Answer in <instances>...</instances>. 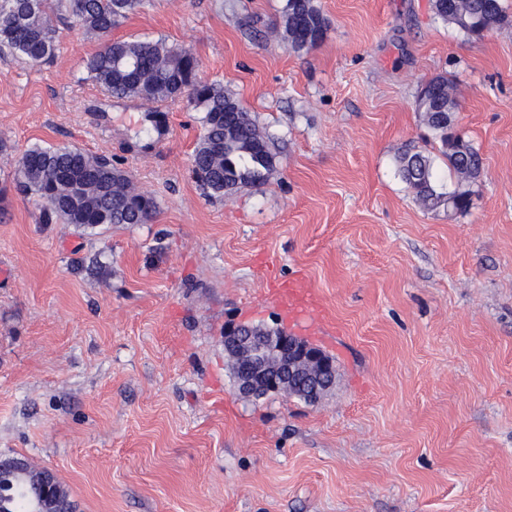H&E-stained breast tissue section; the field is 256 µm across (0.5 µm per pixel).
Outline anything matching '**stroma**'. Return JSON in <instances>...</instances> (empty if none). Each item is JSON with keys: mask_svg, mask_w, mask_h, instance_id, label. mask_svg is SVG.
<instances>
[{"mask_svg": "<svg viewBox=\"0 0 512 512\" xmlns=\"http://www.w3.org/2000/svg\"><path fill=\"white\" fill-rule=\"evenodd\" d=\"M145 0L113 30L191 47L276 142L257 190L209 195L199 114L106 95L99 41L51 21L56 57L0 54V454L51 470L78 512H512V23L480 39L430 0ZM447 76L484 170L470 209L426 210L395 157L446 171L414 102ZM112 155L147 224H44L16 188L32 146ZM305 279L328 321L268 300ZM279 324L336 365L319 402L238 396L233 324ZM281 18L283 39L295 51L307 47L304 35L307 27L318 28L322 35L326 27L313 0H286Z\"/></svg>", "mask_w": 512, "mask_h": 512, "instance_id": "1", "label": "stroma"}]
</instances>
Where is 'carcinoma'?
<instances>
[{
    "label": "carcinoma",
    "instance_id": "1",
    "mask_svg": "<svg viewBox=\"0 0 512 512\" xmlns=\"http://www.w3.org/2000/svg\"><path fill=\"white\" fill-rule=\"evenodd\" d=\"M141 4L142 0H0V52L33 63L53 58L58 42L49 16L69 11L101 43L88 58L86 69L111 96L152 104L184 99L202 112L204 135L193 152L192 167L205 189L231 196L264 186L276 165L274 140L221 83L197 79L199 59L190 48L170 45L162 38H112V31ZM432 10L469 37H481L509 21L502 0H432ZM309 26L321 31L325 27L314 0H286L281 27L289 48H305L304 32ZM415 111L439 144L453 178L452 188L440 183L432 156L414 147L397 154L398 176L420 206L436 209L450 203L455 213L462 214L477 187L464 182L463 174L468 169L480 171L484 162L473 144L464 154L450 144L448 113L457 112V105L447 77L427 82ZM15 167L19 188L34 198L45 224L56 220L79 227L146 224L156 213L154 198L133 190L128 176L107 155L68 146H34L17 159ZM19 482L15 471L0 469V512L37 510L36 488L23 489Z\"/></svg>",
    "mask_w": 512,
    "mask_h": 512
}]
</instances>
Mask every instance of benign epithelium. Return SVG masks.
I'll list each match as a JSON object with an SVG mask.
<instances>
[{"label": "benign epithelium", "instance_id": "7a95c632", "mask_svg": "<svg viewBox=\"0 0 512 512\" xmlns=\"http://www.w3.org/2000/svg\"><path fill=\"white\" fill-rule=\"evenodd\" d=\"M265 335L255 336L254 326L237 324L224 331V350L236 364L237 392L247 398H261L270 392L290 393L294 379L310 380L312 401L320 400L335 384L333 360L319 347L278 327L262 325ZM16 471L35 486L44 487L37 512H59V485L47 486L46 474L21 460Z\"/></svg>", "mask_w": 512, "mask_h": 512}]
</instances>
